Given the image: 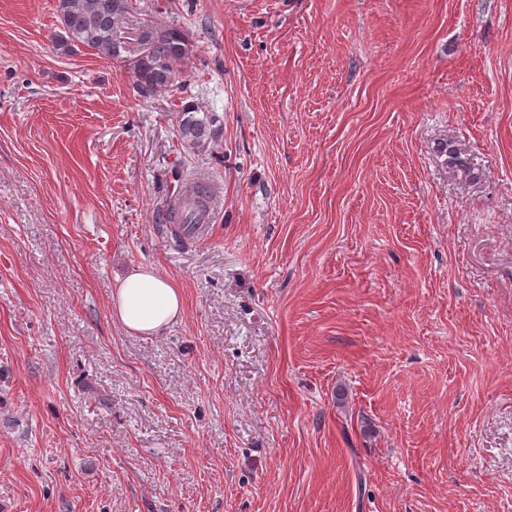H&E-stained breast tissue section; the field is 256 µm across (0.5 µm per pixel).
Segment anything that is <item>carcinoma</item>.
Returning <instances> with one entry per match:
<instances>
[{
	"label": "carcinoma",
	"instance_id": "carcinoma-1",
	"mask_svg": "<svg viewBox=\"0 0 512 512\" xmlns=\"http://www.w3.org/2000/svg\"><path fill=\"white\" fill-rule=\"evenodd\" d=\"M61 33L54 41L57 51L69 54L82 48L104 60H116L133 74V90L141 97L171 87L189 66L195 43L184 27L143 24L136 34L127 20L136 12L133 0H56ZM218 118L196 104L181 108L179 136L189 147L203 150L215 141ZM179 207L170 209L166 220L195 227L206 212L207 196L191 187L182 192Z\"/></svg>",
	"mask_w": 512,
	"mask_h": 512
}]
</instances>
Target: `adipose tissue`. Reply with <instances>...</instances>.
Masks as SVG:
<instances>
[{
  "label": "adipose tissue",
  "instance_id": "ef3b65f1",
  "mask_svg": "<svg viewBox=\"0 0 512 512\" xmlns=\"http://www.w3.org/2000/svg\"><path fill=\"white\" fill-rule=\"evenodd\" d=\"M182 310L179 288L150 267L130 272L112 294L114 316L131 333L158 334L180 317Z\"/></svg>",
  "mask_w": 512,
  "mask_h": 512
}]
</instances>
